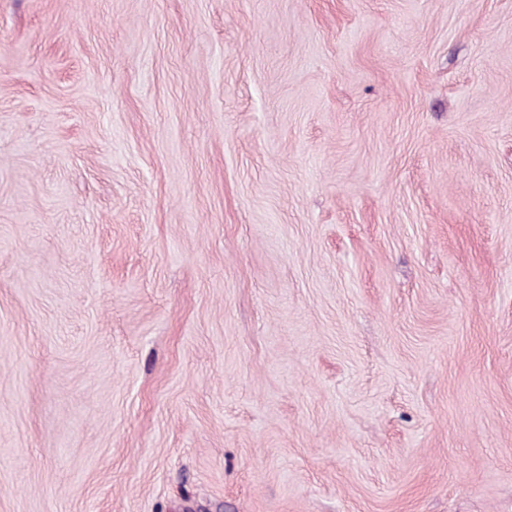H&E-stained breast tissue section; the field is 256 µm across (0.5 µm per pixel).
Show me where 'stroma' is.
Here are the masks:
<instances>
[{
    "instance_id": "obj_1",
    "label": "stroma",
    "mask_w": 512,
    "mask_h": 512,
    "mask_svg": "<svg viewBox=\"0 0 512 512\" xmlns=\"http://www.w3.org/2000/svg\"><path fill=\"white\" fill-rule=\"evenodd\" d=\"M0 512H512V0H0Z\"/></svg>"
}]
</instances>
